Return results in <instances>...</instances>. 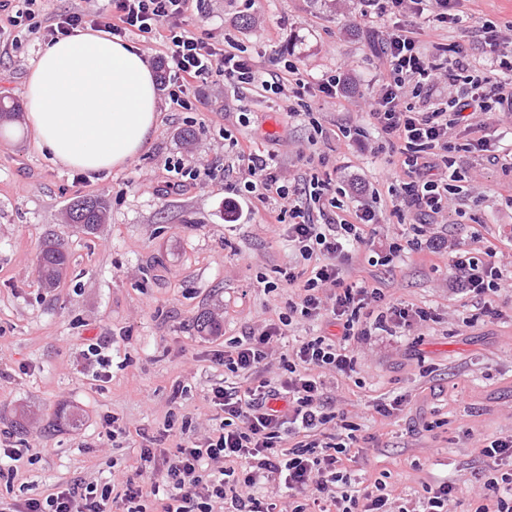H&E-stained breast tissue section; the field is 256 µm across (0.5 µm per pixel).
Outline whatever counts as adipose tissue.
<instances>
[{"instance_id": "adipose-tissue-1", "label": "adipose tissue", "mask_w": 512, "mask_h": 512, "mask_svg": "<svg viewBox=\"0 0 512 512\" xmlns=\"http://www.w3.org/2000/svg\"><path fill=\"white\" fill-rule=\"evenodd\" d=\"M24 97L38 147L68 169L124 168L157 124L155 79L144 55L103 32L82 31L42 47Z\"/></svg>"}]
</instances>
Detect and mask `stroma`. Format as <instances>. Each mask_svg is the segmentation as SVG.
<instances>
[{
    "label": "stroma",
    "instance_id": "stroma-1",
    "mask_svg": "<svg viewBox=\"0 0 512 512\" xmlns=\"http://www.w3.org/2000/svg\"><path fill=\"white\" fill-rule=\"evenodd\" d=\"M457 10L462 23L422 32V50L457 47L486 63L494 48L483 28L504 30L512 0H460ZM398 20L414 17H395L385 0H201L187 30L252 59L261 79L295 70L304 95L295 96L290 83L273 93L216 76L197 89L199 111L161 95L146 148L108 174L55 165L22 127L0 134V440L24 451L18 478L0 479V502L37 498L73 478L125 480L141 446L172 451L220 424L211 401L225 377L218 353L287 312L299 291L285 274L306 266L288 245L287 224L266 221L274 201L242 198L238 222L224 221L225 198L248 178L238 157L247 144L273 156L289 185L328 176L346 213L371 207L378 218L368 228L371 243L346 262V282H366L387 300L432 314L405 335L359 345L353 372L319 371L336 414L326 430L351 438L352 483L363 488L380 479L416 501L454 481L461 487L456 512H471L473 475L486 465L480 446L512 437V288L483 307L455 290L448 251L403 247L419 218L394 214L389 187L399 156L367 114L383 71L372 34ZM15 34L16 43L0 42V98L20 103L43 41L23 28ZM334 74L347 86L340 104L328 105L318 85ZM186 130L192 142L183 141ZM471 138L460 126L448 131L461 190L427 233L477 252L493 249L512 278V170L470 150ZM175 164L185 171L178 182L169 171ZM204 168L215 179L191 180L190 171ZM82 196L108 205L93 235L65 221ZM47 238L60 240L70 258L51 289L41 287L35 264ZM394 243L400 251H391ZM203 316L217 319L218 332L198 330ZM337 331L328 316L293 317L282 346L253 376H237V385L277 381L289 347ZM94 342L103 346L104 364L87 353ZM102 371L107 380H99ZM179 386L185 392L173 398ZM397 395L411 400L403 412L376 413L375 403ZM65 406L80 414L78 428H52ZM112 416L124 435L111 437L105 420Z\"/></svg>",
    "mask_w": 512,
    "mask_h": 512
}]
</instances>
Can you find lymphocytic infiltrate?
Instances as JSON below:
<instances>
[{
  "label": "lymphocytic infiltrate",
  "mask_w": 512,
  "mask_h": 512,
  "mask_svg": "<svg viewBox=\"0 0 512 512\" xmlns=\"http://www.w3.org/2000/svg\"><path fill=\"white\" fill-rule=\"evenodd\" d=\"M42 0H23L14 11L0 0L7 27H26L53 41L82 30L105 32L118 38L136 34L162 39V60L169 75V97L178 107L193 111L198 83L220 76L229 83L256 84L253 61L223 45L190 33L185 18L193 0H110L109 9L81 8L57 15L51 24L41 20ZM416 28L394 24L377 44L385 73L370 103L374 126L396 147L400 174L394 186L397 211L413 210L430 224L452 202L448 170L454 164L448 128L468 122L470 112L486 116L512 112V41L499 44L495 59L470 68L463 57L427 56ZM467 75L469 91L449 98L446 105L427 112L406 105V92L428 94L439 76L456 83ZM249 178L245 194L262 200H285L286 211L275 223L287 224L288 240L308 260L307 278L298 302L289 303L278 322L235 340L219 360L232 374L248 373L266 359L269 349L285 336L292 315L313 319L332 313L343 333L335 342L323 336L303 341L284 363L286 376L278 383L260 381L256 387L213 388L212 401L224 419L204 439L178 446L174 452L141 449L139 472L150 474L151 487L134 478L118 484L75 480L54 485L47 494L10 504L6 512H275L254 490L277 482L288 491L285 512H408L386 483L356 494L343 473L350 448L329 440L325 427L333 419L328 396L314 369L330 368L346 374L355 367L353 343L371 338L374 331L392 333L430 318L428 311L388 304L379 289L345 282L342 265L352 249L366 244L365 225L374 223L371 208L360 207L354 220L338 213L340 202L327 180L311 182L304 195L313 210L294 204V191L282 180L272 157L243 152ZM454 267L463 293L485 300L504 285L492 250L475 254L457 249ZM487 466L475 476L483 493L475 512H512V438L494 439L482 446Z\"/></svg>",
  "instance_id": "1"
}]
</instances>
